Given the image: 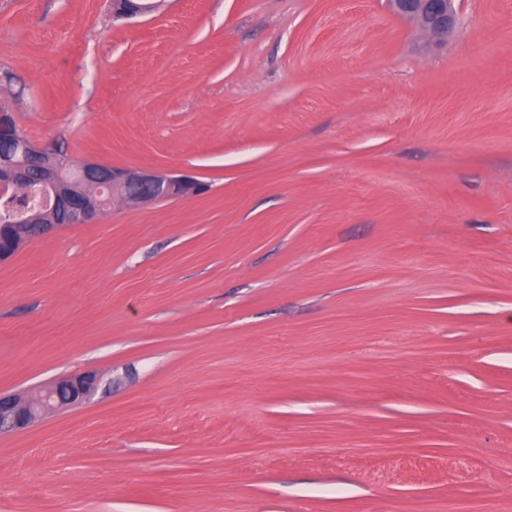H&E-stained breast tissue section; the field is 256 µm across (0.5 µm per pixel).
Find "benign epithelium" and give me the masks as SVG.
I'll return each instance as SVG.
<instances>
[{
    "instance_id": "obj_1",
    "label": "benign epithelium",
    "mask_w": 512,
    "mask_h": 512,
    "mask_svg": "<svg viewBox=\"0 0 512 512\" xmlns=\"http://www.w3.org/2000/svg\"><path fill=\"white\" fill-rule=\"evenodd\" d=\"M393 10L413 22L434 46L448 37L456 22L451 0H389ZM114 16L131 18L158 10L164 0H113ZM29 155L44 158L40 192L44 202L22 211L11 220L14 234L10 249L19 251L30 241L57 232L61 225L43 220L57 214L66 224L90 223L102 214L100 192L112 190V202L152 205L168 197L198 195V181L188 173L109 166L86 161L73 174L66 164L54 159L57 148L41 147L26 141ZM24 163L0 154V196L13 197L26 182ZM96 384L92 373L65 377L54 385L30 395L0 397V435L31 426L43 415L74 406L87 398Z\"/></svg>"
}]
</instances>
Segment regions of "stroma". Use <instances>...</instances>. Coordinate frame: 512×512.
I'll use <instances>...</instances> for the list:
<instances>
[{
  "instance_id": "obj_1",
  "label": "stroma",
  "mask_w": 512,
  "mask_h": 512,
  "mask_svg": "<svg viewBox=\"0 0 512 512\" xmlns=\"http://www.w3.org/2000/svg\"><path fill=\"white\" fill-rule=\"evenodd\" d=\"M456 8L0 0L27 138L205 186L0 263V394L99 379L0 512H512V0ZM166 1H129L123 2V0H114L113 3V12L116 18H131L142 16L145 14L152 13L158 10L161 6L164 5ZM116 5H120L118 8ZM393 10L413 22L428 37L431 46L448 37L456 22L449 0H389ZM435 512H491L494 505L485 499L472 497H448V500L436 505Z\"/></svg>"
}]
</instances>
